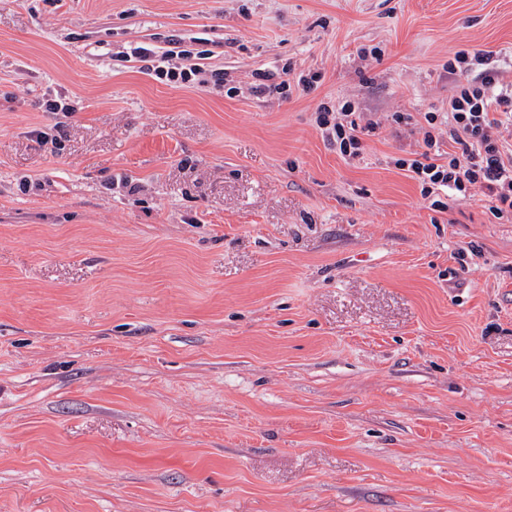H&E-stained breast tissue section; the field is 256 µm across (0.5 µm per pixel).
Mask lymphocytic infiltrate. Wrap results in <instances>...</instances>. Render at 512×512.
<instances>
[{
    "instance_id": "f902f5d3",
    "label": "lymphocytic infiltrate",
    "mask_w": 512,
    "mask_h": 512,
    "mask_svg": "<svg viewBox=\"0 0 512 512\" xmlns=\"http://www.w3.org/2000/svg\"><path fill=\"white\" fill-rule=\"evenodd\" d=\"M448 68L460 80L447 111L425 113L421 150L394 165L418 183L431 210H448L452 198L480 195L494 216L511 215L512 155L504 154L499 130L512 126V84L501 80L490 51L457 52ZM317 123L340 153L352 158L359 156L363 136L381 128L374 119L359 122L348 102L336 113L321 109ZM446 141L453 143V151H442Z\"/></svg>"
}]
</instances>
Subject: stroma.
<instances>
[{"instance_id":"35a3bbf8","label":"stroma","mask_w":512,"mask_h":512,"mask_svg":"<svg viewBox=\"0 0 512 512\" xmlns=\"http://www.w3.org/2000/svg\"><path fill=\"white\" fill-rule=\"evenodd\" d=\"M459 50L512 0H0V512H512V217L391 163ZM167 52L161 55L149 48L136 47L126 57L127 61L136 63H144L139 66V69L145 71L147 74L155 76L157 79L167 81L172 84H187L193 82L191 76L197 75L201 72L198 64L190 67L189 70L176 71L174 69H166L163 65L165 62ZM256 79L259 81V83H256L253 87V92L258 94H267L271 93L273 91L279 93V94H291L293 90L299 89V87L302 85L303 88L307 87L308 85H311V83L316 82V79H319L318 75L311 76L310 79H299L297 82V86L291 84L290 80H281V82L277 84H266L265 81H269L272 79V75L265 73V72H259L256 73ZM331 110L323 107L318 112L317 123L322 129H325L327 138L336 143L343 156L356 158L360 155L362 148V137L364 135H375L381 128V121L368 119L364 125H360L359 112H353L350 102H345L340 112H336V116Z\"/></svg>"}]
</instances>
